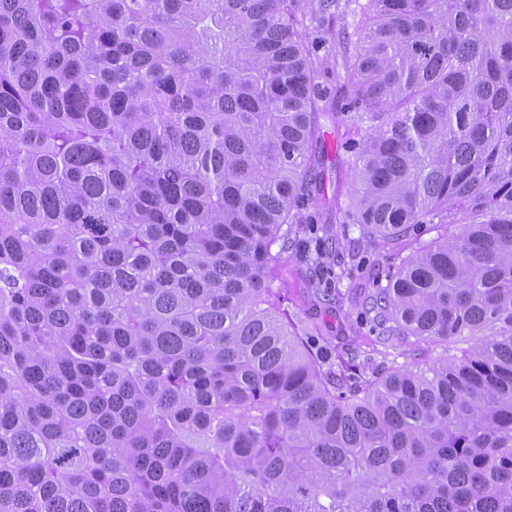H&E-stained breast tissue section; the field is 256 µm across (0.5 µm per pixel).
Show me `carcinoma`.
I'll return each mask as SVG.
<instances>
[{"label":"carcinoma","mask_w":512,"mask_h":512,"mask_svg":"<svg viewBox=\"0 0 512 512\" xmlns=\"http://www.w3.org/2000/svg\"><path fill=\"white\" fill-rule=\"evenodd\" d=\"M327 122L414 251L296 302ZM0 512H512V0H0ZM341 47L337 44V42L327 41L325 43L320 44L318 49V55L326 61L324 63V74L323 80L331 86L336 91V85L342 87L341 91H346L347 89V79L345 72L339 68L336 70V63L334 59L340 58ZM359 310L352 304L345 302L343 306L333 304V302L323 301L315 310V317L319 325L323 328L324 335L330 336L333 345L346 346L355 344L362 355L367 358H375L377 362L381 361V356L372 352V346L366 336H374L370 332L369 326L360 325V337L355 340L350 332V325H355L358 321ZM350 336V337H348Z\"/></svg>","instance_id":"carcinoma-1"}]
</instances>
